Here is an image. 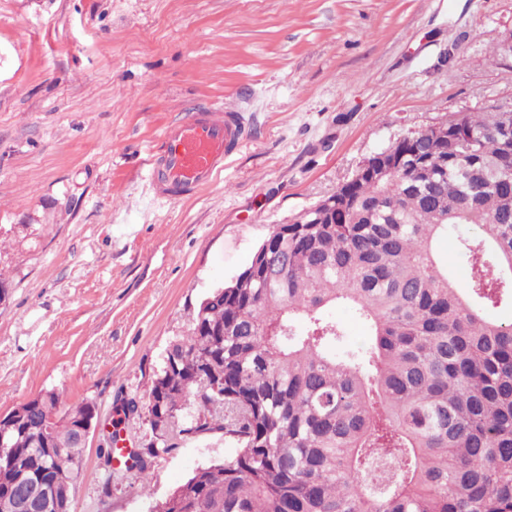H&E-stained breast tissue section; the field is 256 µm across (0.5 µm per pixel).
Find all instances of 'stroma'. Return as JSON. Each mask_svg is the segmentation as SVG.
Returning <instances> with one entry per match:
<instances>
[{
	"label": "stroma",
	"mask_w": 512,
	"mask_h": 512,
	"mask_svg": "<svg viewBox=\"0 0 512 512\" xmlns=\"http://www.w3.org/2000/svg\"><path fill=\"white\" fill-rule=\"evenodd\" d=\"M512 0H0V417L47 391L146 401L198 303L273 226L369 153L451 112L512 103L492 57ZM455 58L443 63L446 49ZM244 111L247 140L194 198L148 205L164 126ZM91 434L73 512H150L223 436L108 482Z\"/></svg>",
	"instance_id": "obj_1"
}]
</instances>
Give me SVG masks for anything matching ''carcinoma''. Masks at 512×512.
<instances>
[{"label":"carcinoma","mask_w":512,"mask_h":512,"mask_svg":"<svg viewBox=\"0 0 512 512\" xmlns=\"http://www.w3.org/2000/svg\"><path fill=\"white\" fill-rule=\"evenodd\" d=\"M448 127V138L437 126ZM377 151L424 165L359 176L289 224L199 304L170 342L144 408L153 440L130 467L224 434L233 451L197 468L152 512H512L511 112H454ZM459 224L466 287L435 249ZM349 304L367 342L335 353L329 309ZM96 411L47 391L0 419V512H54L73 493ZM57 419L48 436L39 418Z\"/></svg>","instance_id":"cac0c4a2"}]
</instances>
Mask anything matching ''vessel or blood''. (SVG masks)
Instances as JSON below:
<instances>
[{
    "label": "vessel or blood",
    "instance_id": "obj_1",
    "mask_svg": "<svg viewBox=\"0 0 512 512\" xmlns=\"http://www.w3.org/2000/svg\"><path fill=\"white\" fill-rule=\"evenodd\" d=\"M241 113L202 107L165 126L150 152L143 194L158 205L189 199L211 184L242 147Z\"/></svg>",
    "mask_w": 512,
    "mask_h": 512
}]
</instances>
